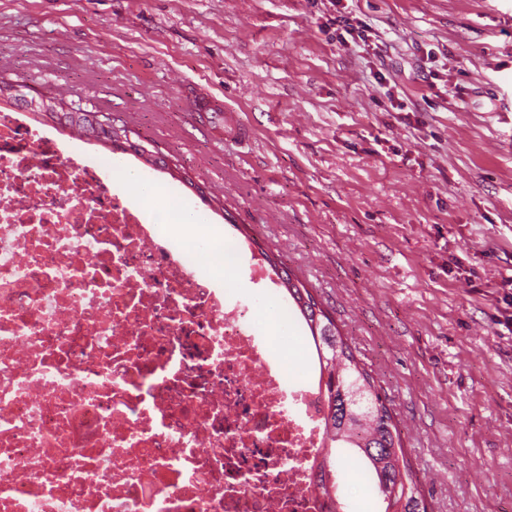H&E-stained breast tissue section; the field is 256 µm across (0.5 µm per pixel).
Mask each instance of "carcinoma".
I'll list each match as a JSON object with an SVG mask.
<instances>
[{
  "mask_svg": "<svg viewBox=\"0 0 512 512\" xmlns=\"http://www.w3.org/2000/svg\"><path fill=\"white\" fill-rule=\"evenodd\" d=\"M31 113L75 130L90 142L108 144L112 138L97 121V113L63 100L47 98ZM305 320L317 354L322 425L325 443L316 459L317 481L331 501L338 497L333 458L351 453L364 462L377 489L378 512H427V506L404 454L401 434L372 375L360 365L332 318L318 307L305 287L287 288Z\"/></svg>",
  "mask_w": 512,
  "mask_h": 512,
  "instance_id": "carcinoma-1",
  "label": "carcinoma"
}]
</instances>
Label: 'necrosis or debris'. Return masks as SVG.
I'll return each instance as SVG.
<instances>
[{
  "label": "necrosis or debris",
  "mask_w": 512,
  "mask_h": 512,
  "mask_svg": "<svg viewBox=\"0 0 512 512\" xmlns=\"http://www.w3.org/2000/svg\"><path fill=\"white\" fill-rule=\"evenodd\" d=\"M321 417L83 139L0 109V512H326Z\"/></svg>",
  "instance_id": "1"
}]
</instances>
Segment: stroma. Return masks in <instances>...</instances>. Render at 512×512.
I'll list each match as a JSON object with an SVG mask.
<instances>
[{
  "instance_id": "35a3bbf8",
  "label": "stroma",
  "mask_w": 512,
  "mask_h": 512,
  "mask_svg": "<svg viewBox=\"0 0 512 512\" xmlns=\"http://www.w3.org/2000/svg\"><path fill=\"white\" fill-rule=\"evenodd\" d=\"M371 27L336 38V10ZM0 75L108 114L164 155L162 214L223 244L289 382L315 364L266 252L373 376L429 512H512V0H0ZM224 102L223 131L186 100ZM346 512L370 474L338 472ZM239 251L241 253H250V259L246 268V272L249 279L254 284H260L267 288H270L271 286L279 287L278 284L274 281L272 273L263 257L255 255L249 246H247V248L242 247L239 249Z\"/></svg>"
}]
</instances>
